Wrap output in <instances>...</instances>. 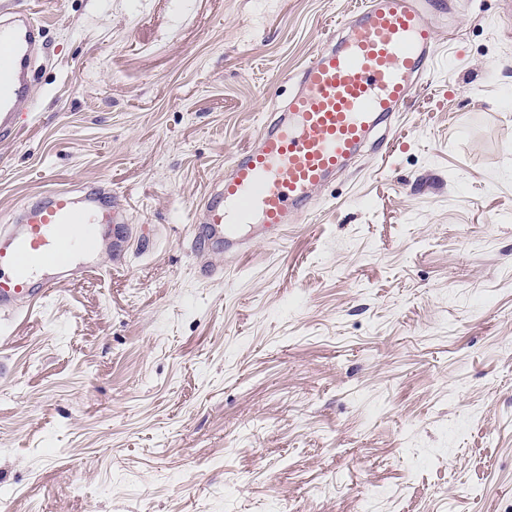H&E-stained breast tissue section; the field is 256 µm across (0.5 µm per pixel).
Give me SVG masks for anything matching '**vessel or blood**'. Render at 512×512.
Here are the masks:
<instances>
[{
    "mask_svg": "<svg viewBox=\"0 0 512 512\" xmlns=\"http://www.w3.org/2000/svg\"><path fill=\"white\" fill-rule=\"evenodd\" d=\"M433 0H362L303 66L281 112L268 116L209 189L192 226L200 272L215 256H239L269 231L307 216L364 148L383 153L395 112L437 54ZM44 28L20 0H0V143L14 140L29 109ZM127 209L111 183L60 186L25 202L0 226V315L29 312L88 273L121 265L130 245Z\"/></svg>",
    "mask_w": 512,
    "mask_h": 512,
    "instance_id": "obj_1",
    "label": "vessel or blood"
}]
</instances>
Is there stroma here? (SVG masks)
Masks as SVG:
<instances>
[{
	"label": "stroma",
	"mask_w": 512,
	"mask_h": 512,
	"mask_svg": "<svg viewBox=\"0 0 512 512\" xmlns=\"http://www.w3.org/2000/svg\"><path fill=\"white\" fill-rule=\"evenodd\" d=\"M357 0H29L0 225L104 180L124 268L0 319V512H512V35L460 0L317 209L200 277L194 211Z\"/></svg>",
	"instance_id": "35a3bbf8"
}]
</instances>
